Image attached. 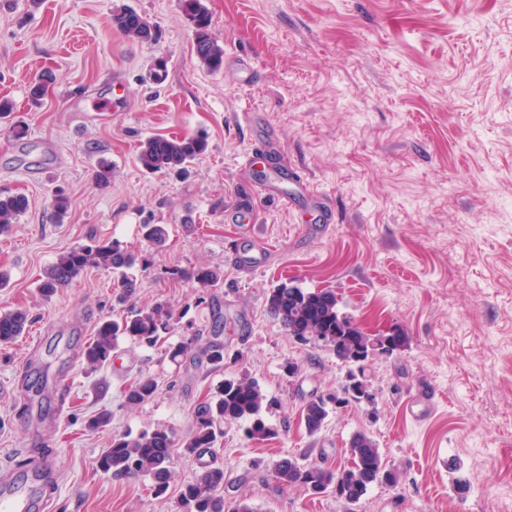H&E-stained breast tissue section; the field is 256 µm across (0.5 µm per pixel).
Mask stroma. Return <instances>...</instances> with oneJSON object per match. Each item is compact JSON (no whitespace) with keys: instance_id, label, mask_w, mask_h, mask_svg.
<instances>
[{"instance_id":"35a3bbf8","label":"stroma","mask_w":512,"mask_h":512,"mask_svg":"<svg viewBox=\"0 0 512 512\" xmlns=\"http://www.w3.org/2000/svg\"><path fill=\"white\" fill-rule=\"evenodd\" d=\"M202 2L224 48L218 71L197 58L178 0H0V98L14 106L0 121V193L29 199L0 238L10 273L0 314L32 318L0 348V471L22 468L29 449L51 448L52 512H180V491L198 475L184 447L194 411L245 371L281 403L266 415L276 434L250 440L226 425L211 462L256 512H512V0ZM123 7L155 25L158 42L135 44L114 28ZM159 58L166 78L155 85L147 73ZM47 71L55 80L33 105L28 88ZM248 112L330 222L306 198L286 205L260 194L273 168L254 150ZM15 122L25 142L13 137ZM200 131L209 146L188 176L137 165L146 138ZM103 159L112 165L106 184L96 177ZM58 193L69 199L61 220ZM147 223L166 225L164 246L144 240ZM92 233L138 254L137 306L164 301L179 315L156 347L120 339L94 370L82 346L100 320L124 311L111 274L88 269L48 299L38 290L57 255ZM245 244L265 249L259 267L233 262ZM202 264L223 272L205 292L183 277ZM289 281L335 292L369 335L406 338L367 367L374 409L330 411L314 435L301 406L340 388L346 369L331 350L297 343L269 312L267 292ZM217 309L231 318L223 369L171 362L168 349L183 343L202 355ZM288 361L299 366L291 379ZM147 376L155 397L128 406L125 387ZM425 388L431 411L413 418L409 398ZM104 411L109 424L87 429ZM144 429L173 440L174 478L160 496L149 477L97 465L114 436ZM359 432L375 440L397 485L372 486L350 508L334 491L276 481L284 457L346 464Z\"/></svg>"}]
</instances>
